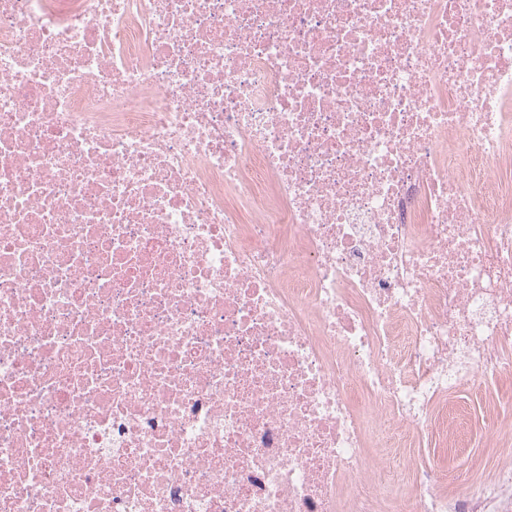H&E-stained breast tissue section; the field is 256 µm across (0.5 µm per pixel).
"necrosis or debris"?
Wrapping results in <instances>:
<instances>
[{"instance_id": "obj_1", "label": "necrosis or debris", "mask_w": 512, "mask_h": 512, "mask_svg": "<svg viewBox=\"0 0 512 512\" xmlns=\"http://www.w3.org/2000/svg\"><path fill=\"white\" fill-rule=\"evenodd\" d=\"M509 367L512 0H0V512H512ZM512 391V374H503L482 383L481 388L448 396V408L456 402L464 403L468 410V431L458 436L460 451L448 454V470L459 471L460 478L442 484V489L452 494H464L473 483L489 479L494 461L498 457L512 456V408L501 409V392ZM495 424L499 438L488 447L489 439L483 437L485 429Z\"/></svg>"}]
</instances>
